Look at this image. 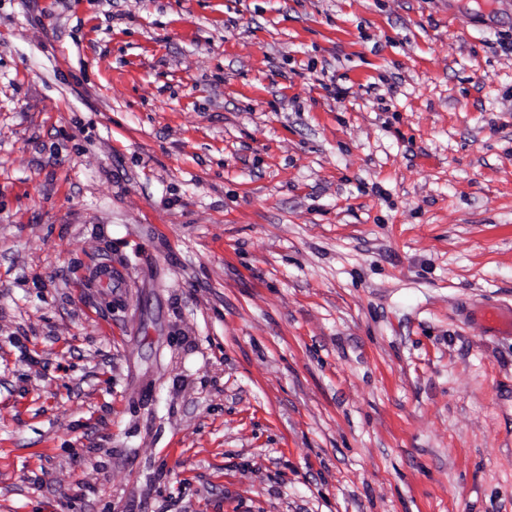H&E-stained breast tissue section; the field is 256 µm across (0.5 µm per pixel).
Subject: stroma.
Here are the masks:
<instances>
[{"mask_svg": "<svg viewBox=\"0 0 512 512\" xmlns=\"http://www.w3.org/2000/svg\"><path fill=\"white\" fill-rule=\"evenodd\" d=\"M489 306L512 0H0V512H512Z\"/></svg>", "mask_w": 512, "mask_h": 512, "instance_id": "1", "label": "stroma"}]
</instances>
